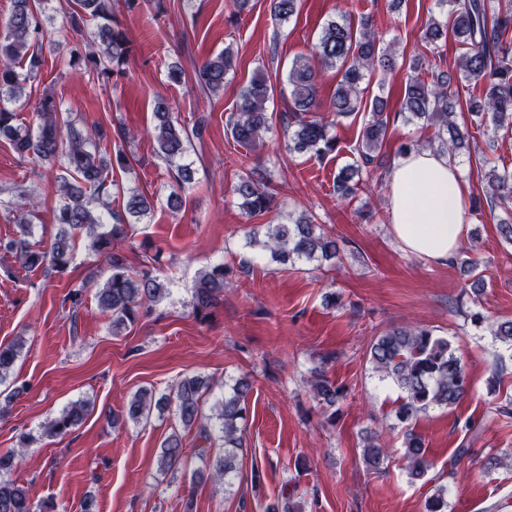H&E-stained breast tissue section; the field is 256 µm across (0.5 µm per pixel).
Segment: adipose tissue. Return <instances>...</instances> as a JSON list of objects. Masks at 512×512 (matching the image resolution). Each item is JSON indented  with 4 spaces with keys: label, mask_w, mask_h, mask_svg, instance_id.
I'll use <instances>...</instances> for the list:
<instances>
[{
    "label": "adipose tissue",
    "mask_w": 512,
    "mask_h": 512,
    "mask_svg": "<svg viewBox=\"0 0 512 512\" xmlns=\"http://www.w3.org/2000/svg\"><path fill=\"white\" fill-rule=\"evenodd\" d=\"M469 191L446 155L410 151L388 175L391 232L402 249L435 263L455 254L468 215Z\"/></svg>",
    "instance_id": "ef3b65f1"
}]
</instances>
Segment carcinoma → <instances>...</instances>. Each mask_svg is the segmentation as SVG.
<instances>
[{
  "mask_svg": "<svg viewBox=\"0 0 512 512\" xmlns=\"http://www.w3.org/2000/svg\"><path fill=\"white\" fill-rule=\"evenodd\" d=\"M300 0H270L271 14L286 21L298 14ZM492 0H439L448 7V23L432 19L426 27L427 38L436 42L452 32L466 47L456 60L458 73L467 81L481 82L483 96L469 102V112L483 132L497 135L512 129V57L503 47L502 37L512 30V11L500 13ZM44 0H12V9L0 35V138L13 146L19 160L61 161L63 172L54 178V189L65 203L55 212L53 223L57 232L43 249L28 241L32 219L41 205L39 197L30 196L19 211L15 225L17 236L3 243L5 251L16 255L25 271L47 265L62 271L72 260L76 241L83 239L95 257L104 262L110 275L95 292L99 309L112 316V332L119 333L128 324L150 312L154 303L163 298L165 288L146 269L131 272L123 256L114 251L115 244L127 240L133 228L130 219L140 220L150 210L148 198L135 190L126 192L124 213L110 208L113 190L119 183L109 175L124 169L129 157L124 150L112 149V137L103 126L94 123L80 130L72 113L64 112L55 95L42 92L36 100V127L25 129L13 104L23 96L25 85L37 78L44 59L39 46L47 30ZM70 29L77 35L70 50V65L81 67L89 78L105 84L124 73L130 44L121 23L112 12V0H71L67 13ZM317 55L324 65L336 69L340 79L329 102L334 119L318 115L316 71L308 58L293 60L284 85L275 89L265 77H254L243 87L235 110L226 119V132L233 141L245 148L257 145L269 130L266 104L274 93L288 92V111L280 121L286 140V150L298 155L321 158L336 151L335 127L342 120L359 112L367 94V78L376 70L392 71L395 57L390 49L381 48L375 34L366 29L356 31L344 19L327 21L317 46ZM233 52L224 51L206 59L195 69V81L201 94L210 97L224 91V82L233 69ZM451 77L440 76L427 82L415 74L403 90L399 115L405 121H424L436 128L438 147L450 159L471 155L470 128L456 120L450 90ZM369 119L361 138L356 142V159L338 171L336 191L348 198L356 194L362 183L363 171L373 165L381 150L390 125L387 100L380 96L369 99ZM155 140L158 157L167 165L169 179L178 187L193 180L191 165L184 162L192 140H203L207 117L201 115L190 125L178 119L169 107L155 105ZM487 194L490 200L512 198V171L491 167L487 172ZM269 176L256 168L241 169L232 191L242 200V207L252 215L266 212L272 198ZM262 247L269 251L277 265L295 261L327 262L336 259V240L317 231L309 218L292 224H274ZM225 268L218 264L201 271L195 283V312L203 317L224 300ZM491 334L502 342L512 343V319L498 321L490 327ZM25 347L17 341L0 344V383L4 382ZM370 360L384 379L391 380L402 392L393 410L395 419L406 425L403 456L410 477L422 480L430 468L425 441L412 423L420 414L433 407L451 408L466 395L469 376L444 337L421 326L389 331L372 344ZM314 396L325 409L336 406L344 397L342 387L321 376L312 384ZM206 383L198 376H186L173 392L156 397L152 390L134 394L124 409L112 415V424H139L149 419L153 409L174 404L175 415L186 431L197 430L206 441L218 436L224 441V453L212 456L209 449H198L205 466L194 472L201 480H214L228 489L234 486L239 473V457L244 454L240 423L246 418V399L250 382L239 379L212 407L204 412ZM87 405L75 402L41 428L40 437H57L79 425L87 414ZM37 441L31 434L20 437V446L0 453V512H52L30 499L26 489L9 478L18 467L25 451ZM388 458L386 442L375 436L366 437L363 461L367 468L378 470ZM181 436L173 433L161 447L158 458L160 471L177 472L184 462ZM447 489L441 485L424 504L425 512H447Z\"/></svg>",
  "mask_w": 512,
  "mask_h": 512,
  "instance_id": "1",
  "label": "carcinoma"
}]
</instances>
